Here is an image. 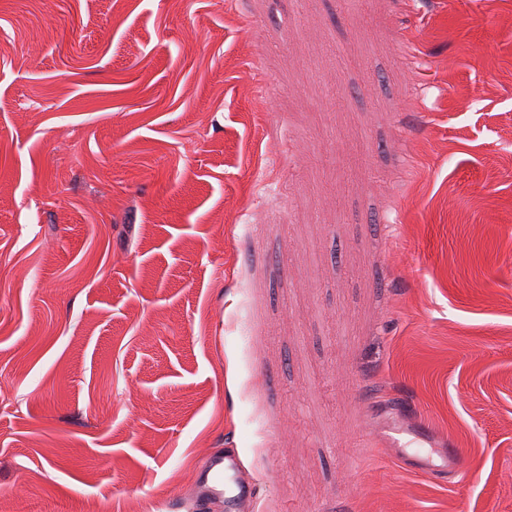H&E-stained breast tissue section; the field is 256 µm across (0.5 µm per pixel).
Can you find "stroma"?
I'll use <instances>...</instances> for the list:
<instances>
[{"mask_svg": "<svg viewBox=\"0 0 512 512\" xmlns=\"http://www.w3.org/2000/svg\"><path fill=\"white\" fill-rule=\"evenodd\" d=\"M511 116L512 0H0V512H512ZM378 436L387 447L393 449L406 466L421 475L437 477L448 475V473L460 475L462 472V458L456 448H435L436 458L432 453L409 454L405 451V448H410L412 445L435 447L432 430L421 421H403L401 426L389 425L387 430ZM241 456L237 449L208 455L202 465L204 480L198 487L200 510L212 498H224L228 512H252L257 500V485L241 475Z\"/></svg>", "mask_w": 512, "mask_h": 512, "instance_id": "35a3bbf8", "label": "stroma"}]
</instances>
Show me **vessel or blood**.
Returning <instances> with one entry per match:
<instances>
[{"label":"vessel or blood","mask_w":512,"mask_h":512,"mask_svg":"<svg viewBox=\"0 0 512 512\" xmlns=\"http://www.w3.org/2000/svg\"><path fill=\"white\" fill-rule=\"evenodd\" d=\"M381 438L387 447L409 468L425 476L448 473L461 474L463 463L457 449L437 448L436 453L414 454V445L434 446L430 427L413 421L388 426ZM204 479L198 487L200 504L210 499H223L227 512H253L257 500V486L241 475V456L237 449L228 448L208 455L202 465Z\"/></svg>","instance_id":"b4317fda"}]
</instances>
